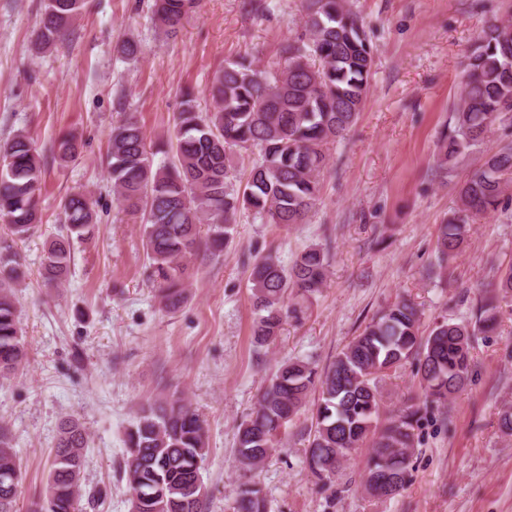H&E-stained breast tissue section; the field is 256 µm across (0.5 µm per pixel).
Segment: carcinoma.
<instances>
[{"mask_svg":"<svg viewBox=\"0 0 512 512\" xmlns=\"http://www.w3.org/2000/svg\"><path fill=\"white\" fill-rule=\"evenodd\" d=\"M199 0H153L154 19L165 31L182 25ZM83 0H45L35 47L45 52L64 39ZM273 70L240 55L225 63L209 88L213 110L198 109L187 93L169 139L165 160L155 163L144 131L126 114L112 127L108 167L117 208L143 226L146 257L160 303L175 309L185 299L189 260L200 251L224 252L232 224L244 211L268 224H304L320 197L329 146L357 122L370 89L372 47L359 16L346 0H306L303 33L282 48ZM512 125V23L486 26L471 47L453 126L441 133L440 165L484 141L497 125ZM79 148L71 132L56 141L65 161ZM255 155L245 184L235 186L231 155ZM42 165L31 138L17 132L0 143V380L26 358L13 288L25 279L13 243L39 218ZM512 187V146L489 150L458 189L457 207L438 225V264L458 257L468 225L498 209ZM97 202L84 192L66 196L67 233L48 242L41 277L60 288L71 272L72 243L89 238L98 224ZM323 249H304L285 268L271 255L255 260L250 290L256 311L253 335L265 345L286 319L301 321L305 303L325 287ZM472 322L444 318L421 335V312L402 298L372 318L364 330L319 371L303 360L280 364L261 389L255 408L237 427L234 458L244 481L232 512H267L257 470L282 431L319 391L314 430L306 449L308 468L322 484L334 482L348 456L371 442L362 476L370 505L399 495L410 482L411 459L428 405H445L470 380L473 337L493 329L501 303L512 298V264L495 271ZM415 361L424 396L382 414L384 377ZM88 434L67 418L59 435L45 490L32 512H81L102 491L83 484ZM204 420L182 396L146 401L125 434L121 466L133 512H207L196 496L208 455ZM22 479L8 427L0 425V512H14Z\"/></svg>","mask_w":512,"mask_h":512,"instance_id":"1","label":"carcinoma"}]
</instances>
